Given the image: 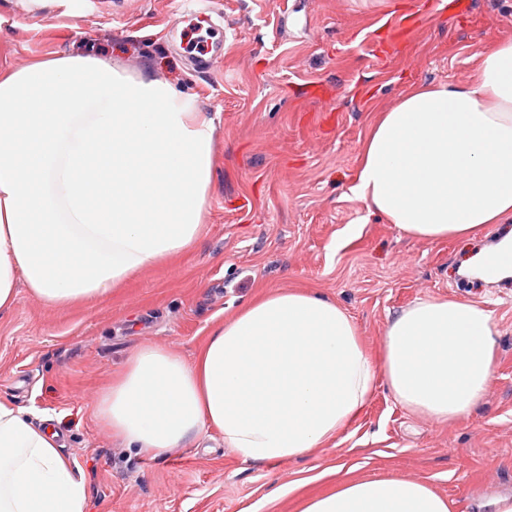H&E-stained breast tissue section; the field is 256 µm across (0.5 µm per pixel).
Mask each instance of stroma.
Returning a JSON list of instances; mask_svg holds the SVG:
<instances>
[{
  "label": "stroma",
  "mask_w": 512,
  "mask_h": 512,
  "mask_svg": "<svg viewBox=\"0 0 512 512\" xmlns=\"http://www.w3.org/2000/svg\"><path fill=\"white\" fill-rule=\"evenodd\" d=\"M84 0L56 20L60 0H0V66L63 55L151 65L215 118V172L206 227L188 253L152 265L96 304L46 307L19 288L0 316V399L60 422L64 457L92 479V512H298L336 486L342 464L359 477L428 482L453 512L478 492L512 489V275L474 266L511 224L468 240L426 241L369 212L353 188L378 112L405 88L467 84L484 43L512 37V0ZM409 12L416 43L386 22ZM222 22L223 47L198 71L188 23ZM273 288L313 290L353 317L379 358L390 314L419 298L487 300L499 349L485 404L466 418L422 419L378 385L338 445L255 467L223 445L142 460L95 418L94 395L136 345L192 357L208 329ZM277 500H270L273 490Z\"/></svg>",
  "instance_id": "35a3bbf8"
}]
</instances>
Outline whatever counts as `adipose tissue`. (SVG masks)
Returning a JSON list of instances; mask_svg holds the SVG:
<instances>
[{"instance_id": "adipose-tissue-1", "label": "adipose tissue", "mask_w": 512, "mask_h": 512, "mask_svg": "<svg viewBox=\"0 0 512 512\" xmlns=\"http://www.w3.org/2000/svg\"><path fill=\"white\" fill-rule=\"evenodd\" d=\"M215 120L150 71L59 56L0 69V314L19 287L46 306L107 297L191 250L214 179ZM354 192L421 240L512 223V38L487 43L466 85L410 87L373 122ZM499 329L484 304L420 299L391 315L380 361L315 291L274 289L211 327L191 358L145 343L94 413L135 456L219 434L262 467L333 446L377 384L433 423L473 413ZM54 418L0 399V512H89L90 482ZM301 512H452L430 484L349 477Z\"/></svg>"}]
</instances>
